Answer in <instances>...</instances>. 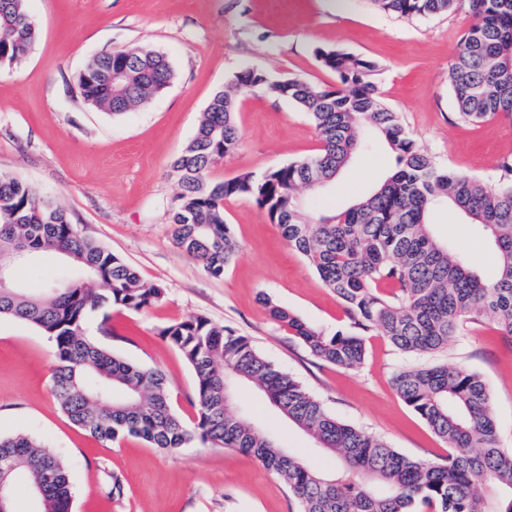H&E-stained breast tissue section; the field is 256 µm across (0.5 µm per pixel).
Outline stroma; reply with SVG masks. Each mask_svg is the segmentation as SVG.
Wrapping results in <instances>:
<instances>
[{
	"label": "stroma",
	"instance_id": "1",
	"mask_svg": "<svg viewBox=\"0 0 512 512\" xmlns=\"http://www.w3.org/2000/svg\"><path fill=\"white\" fill-rule=\"evenodd\" d=\"M39 37L18 67L0 70V171L32 183L62 206L78 231L137 270L165 296L142 311L112 310V331L90 318L86 334L127 361L162 370L172 406L195 416L192 368L162 339L165 326L196 315L249 337L280 369L296 376L330 411L381 437L403 454L440 461L447 445L397 394L392 378L419 359L386 337L365 338L366 359L346 370L313 358L270 317L268 302L332 333L349 326L344 307L306 258L291 248L256 203L225 200L224 218L239 245L223 278L174 242L168 211L178 191L173 160L192 139L212 95L242 67L272 78L300 77L333 87L334 72L317 49H338L378 66L382 100L440 165L496 186L512 157V119L472 125L456 119L448 64L470 19L465 10L404 19L368 0H28ZM134 45L163 52L176 78L145 107L113 116L86 107L76 76L95 56ZM234 121L242 143L212 171L214 180L263 175L318 153L315 127L296 104L265 91L239 99ZM380 144L362 151L320 194L302 191L317 209L346 206L392 170ZM436 235L461 245L484 276L498 264L490 240L464 216L434 207ZM443 360L487 382L501 447L512 448V343L493 324L451 341ZM50 340L35 327L0 317V435L24 433L51 448L74 487L71 512H300L286 485L253 455L192 443L173 453L127 437L102 445L62 413L52 393ZM230 412H247L284 448L325 472L334 455L279 417L263 395L244 386ZM123 484L109 496L108 476Z\"/></svg>",
	"mask_w": 512,
	"mask_h": 512
}]
</instances>
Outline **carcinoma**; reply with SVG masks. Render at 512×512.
Here are the masks:
<instances>
[{"label": "carcinoma", "instance_id": "1", "mask_svg": "<svg viewBox=\"0 0 512 512\" xmlns=\"http://www.w3.org/2000/svg\"><path fill=\"white\" fill-rule=\"evenodd\" d=\"M28 0H0V68L20 65L38 38ZM378 11L413 19L467 9L470 25L448 66L455 116L465 123L512 118V0H368ZM340 85L238 71L210 100L195 135L174 160L179 192L170 206L172 236L212 278L224 277L238 244L224 220V200L253 199L288 244L306 257L341 300L352 329L326 333L265 301L270 315L314 358L354 370L365 361V336L377 332L405 354L433 356L470 324L512 337V162L496 188L438 165L381 101L375 62L335 49L316 50ZM176 72L167 56L134 46L94 57L79 73L81 100L121 115L164 92ZM300 106L322 143L311 157L214 182L213 167L239 148L233 114L240 96L258 89ZM394 156L392 173L350 206L313 214L295 190L331 181L367 146L362 132ZM445 204L479 226L498 251L490 277L476 274L451 244L434 236L428 213ZM19 249L58 255L70 268L32 296L0 293V316L36 327L52 342V393L76 426L104 444L126 436L175 452L190 443L237 448L256 456L298 500L300 512H512V449L499 445L491 396L471 370L430 363L402 368L393 385L451 452L443 462L410 458L385 440L331 413L295 377L250 340L198 315L161 336L195 375L196 417L173 411L159 369L132 365L88 338L93 313L107 322L114 306L144 310L164 289L142 283L136 269L79 234L67 212L29 183L0 172V257ZM96 284L92 288L89 283ZM262 391L283 417L334 454L340 470L320 472L280 447L267 431L227 406L235 388ZM9 480L26 473L42 512H71L73 485L56 455L23 433L0 436V467Z\"/></svg>", "mask_w": 512, "mask_h": 512}]
</instances>
